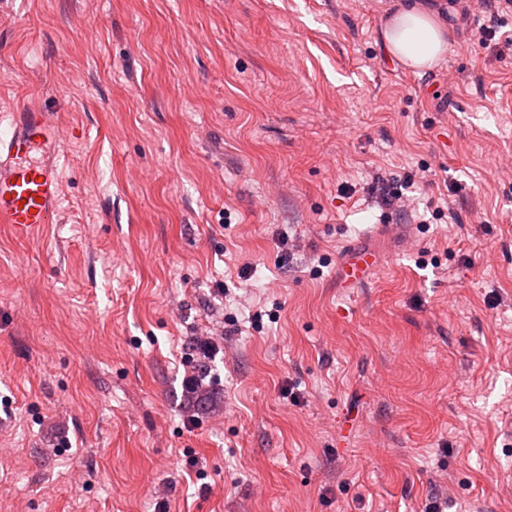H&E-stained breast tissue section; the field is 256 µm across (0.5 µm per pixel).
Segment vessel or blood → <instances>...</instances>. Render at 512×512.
Here are the masks:
<instances>
[{
	"mask_svg": "<svg viewBox=\"0 0 512 512\" xmlns=\"http://www.w3.org/2000/svg\"><path fill=\"white\" fill-rule=\"evenodd\" d=\"M11 123L10 137L0 140V224L26 235L50 222L59 209L62 188L55 162L29 160L32 149L53 136L43 113L24 107L12 113ZM374 265V255L356 247L347 248L340 258L343 277L352 284Z\"/></svg>",
	"mask_w": 512,
	"mask_h": 512,
	"instance_id": "vessel-or-blood-1",
	"label": "vessel or blood"
}]
</instances>
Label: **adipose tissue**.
<instances>
[{
  "mask_svg": "<svg viewBox=\"0 0 512 512\" xmlns=\"http://www.w3.org/2000/svg\"><path fill=\"white\" fill-rule=\"evenodd\" d=\"M385 40L391 55L410 69L435 67L448 47V31L420 0H406L388 21Z\"/></svg>",
  "mask_w": 512,
  "mask_h": 512,
  "instance_id": "obj_1",
  "label": "adipose tissue"
}]
</instances>
